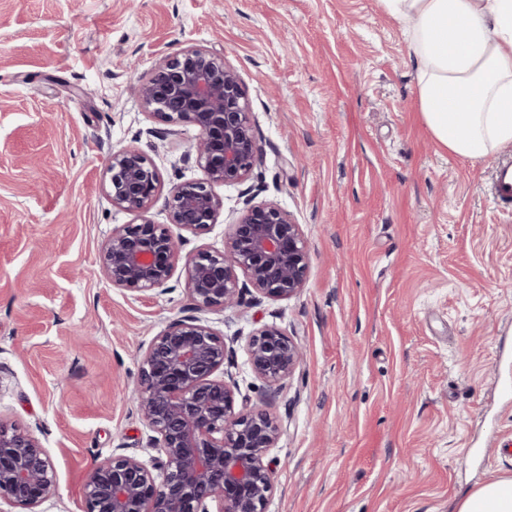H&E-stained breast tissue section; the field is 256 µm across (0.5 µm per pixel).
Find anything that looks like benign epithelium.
<instances>
[{
	"instance_id": "7a95c632",
	"label": "benign epithelium",
	"mask_w": 512,
	"mask_h": 512,
	"mask_svg": "<svg viewBox=\"0 0 512 512\" xmlns=\"http://www.w3.org/2000/svg\"><path fill=\"white\" fill-rule=\"evenodd\" d=\"M134 93L143 109L169 126L168 134L198 128L195 163L202 178L164 189L160 173L139 149L122 148L108 161L105 191L112 205L137 224L112 229L101 250V270L113 287L145 295L164 287L184 262L187 293L196 311L171 321L150 342L135 398L154 433L151 464L122 454L97 462L83 486L84 512H265L273 490L271 449L280 427L259 406L236 408L233 374L224 369V335L200 317L240 302L245 278L255 291L288 299L304 287L310 265L301 225L274 204L245 202L224 247H200L181 256L184 233L198 234L224 211L219 185L252 175L259 146L239 72L204 47L164 59ZM164 198L169 223L147 213ZM256 377L269 386L288 379L300 362L293 340L275 326L249 338ZM56 471L31 433L0 425V502L39 512L53 493Z\"/></svg>"
}]
</instances>
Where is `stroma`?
<instances>
[{
	"mask_svg": "<svg viewBox=\"0 0 512 512\" xmlns=\"http://www.w3.org/2000/svg\"><path fill=\"white\" fill-rule=\"evenodd\" d=\"M191 46L239 72L262 149L184 252L222 248L242 195L301 225L310 269L289 299L208 313L232 341L237 401L266 384L247 342L273 325L301 351L267 410L281 428L265 512H457L512 478V206L499 159L448 153L425 126L416 62L377 0H0V423L35 435L57 475L42 512H83L115 451L151 462L131 391L141 357L190 315L184 270L141 296L100 253L135 217L104 183L135 147L165 186L201 178L195 126L165 135L132 85ZM492 195L502 203H512V161L510 158L501 160L496 167Z\"/></svg>",
	"mask_w": 512,
	"mask_h": 512,
	"instance_id": "35a3bbf8",
	"label": "stroma"
}]
</instances>
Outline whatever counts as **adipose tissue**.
Listing matches in <instances>:
<instances>
[{
    "instance_id": "obj_1",
    "label": "adipose tissue",
    "mask_w": 512,
    "mask_h": 512,
    "mask_svg": "<svg viewBox=\"0 0 512 512\" xmlns=\"http://www.w3.org/2000/svg\"><path fill=\"white\" fill-rule=\"evenodd\" d=\"M405 29L423 122L452 155L479 160L512 142V0H378ZM459 512H512V479Z\"/></svg>"
}]
</instances>
